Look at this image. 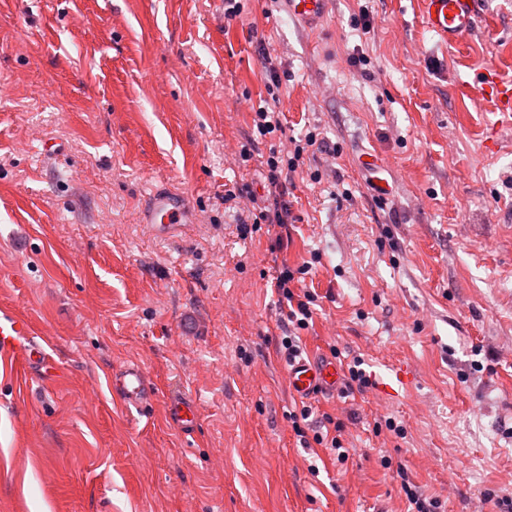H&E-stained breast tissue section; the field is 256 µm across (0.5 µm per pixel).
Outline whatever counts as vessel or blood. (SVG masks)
Segmentation results:
<instances>
[{
    "label": "vessel or blood",
    "instance_id": "vessel-or-blood-1",
    "mask_svg": "<svg viewBox=\"0 0 512 512\" xmlns=\"http://www.w3.org/2000/svg\"><path fill=\"white\" fill-rule=\"evenodd\" d=\"M289 15L306 28H316L324 20L329 0H284ZM482 0H420L421 14L428 31L446 43L454 44L474 32L481 17ZM481 88L492 101L495 111L512 112V82L499 79L495 70L483 75ZM143 221L156 235L173 233L182 227L196 224L198 212L188 195L167 188L153 189ZM29 321L5 307L0 308V368L21 372L28 361L39 358ZM288 386L298 397L311 398L335 391L341 380L336 362L315 358H298L287 369ZM112 388L126 403L137 408L150 405L156 393L143 369L130 364L112 374ZM171 414L183 429H190L197 416V403L175 395Z\"/></svg>",
    "mask_w": 512,
    "mask_h": 512
}]
</instances>
